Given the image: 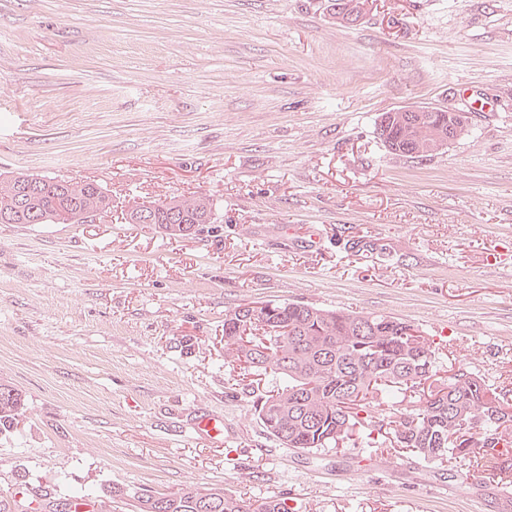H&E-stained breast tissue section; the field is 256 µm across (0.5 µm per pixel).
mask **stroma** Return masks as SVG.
Listing matches in <instances>:
<instances>
[{
    "label": "stroma",
    "instance_id": "stroma-1",
    "mask_svg": "<svg viewBox=\"0 0 512 512\" xmlns=\"http://www.w3.org/2000/svg\"><path fill=\"white\" fill-rule=\"evenodd\" d=\"M469 113L439 153H389L381 113ZM90 181L93 224H0V500L33 487L112 512L218 487L292 512H503L483 473L345 443L281 445L269 380L224 360V313L301 302L424 331L439 379L512 391V0H0V173ZM205 196L192 236L128 224ZM224 421V441L194 428ZM24 406L22 394L11 386L0 384V433L8 432L21 414Z\"/></svg>",
    "mask_w": 512,
    "mask_h": 512
}]
</instances>
